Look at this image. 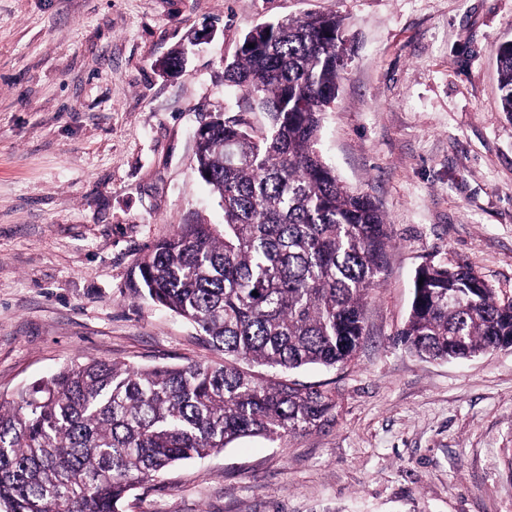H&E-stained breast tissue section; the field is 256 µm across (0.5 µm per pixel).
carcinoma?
I'll list each match as a JSON object with an SVG mask.
<instances>
[{
    "instance_id": "obj_1",
    "label": "carcinoma",
    "mask_w": 512,
    "mask_h": 512,
    "mask_svg": "<svg viewBox=\"0 0 512 512\" xmlns=\"http://www.w3.org/2000/svg\"><path fill=\"white\" fill-rule=\"evenodd\" d=\"M249 44L225 69L239 111L212 117L197 140V173L220 198L224 228L178 225L130 280L224 361H77L1 400L5 512H123L132 490L176 463L244 437L275 441L336 410L332 389L290 373L355 361L392 241L370 196L340 181L317 149L351 54L345 23L288 16ZM497 64L512 117V39L498 45ZM420 279L398 344L440 360L512 348V300L469 267L431 263Z\"/></svg>"
}]
</instances>
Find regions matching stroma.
Masks as SVG:
<instances>
[{"label":"stroma","mask_w":512,"mask_h":512,"mask_svg":"<svg viewBox=\"0 0 512 512\" xmlns=\"http://www.w3.org/2000/svg\"><path fill=\"white\" fill-rule=\"evenodd\" d=\"M310 13L346 17L354 46L318 148L394 238L362 347L295 375L335 389L334 420L175 465L125 512H512V349L394 343L427 262L512 298V0H0V399L75 360H216L131 272L177 225L223 224L194 132L236 111L224 69L245 34ZM497 64L502 109L512 116V39L498 45Z\"/></svg>","instance_id":"1"}]
</instances>
